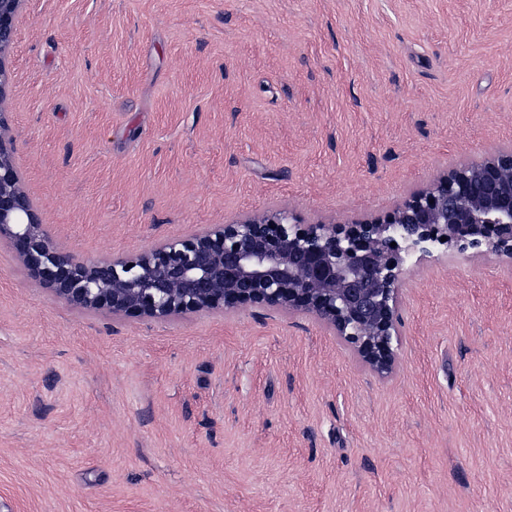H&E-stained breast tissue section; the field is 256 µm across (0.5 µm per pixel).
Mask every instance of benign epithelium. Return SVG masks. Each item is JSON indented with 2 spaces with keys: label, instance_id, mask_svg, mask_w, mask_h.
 <instances>
[{
  "label": "benign epithelium",
  "instance_id": "benign-epithelium-1",
  "mask_svg": "<svg viewBox=\"0 0 512 512\" xmlns=\"http://www.w3.org/2000/svg\"><path fill=\"white\" fill-rule=\"evenodd\" d=\"M25 0H0V107ZM512 258V149L454 167L388 216L297 227L285 211L216 224L125 258L77 261L47 240L0 117V239L62 301L120 318L168 320L199 311L274 307L316 317L372 373L390 375L400 341L401 250L441 240Z\"/></svg>",
  "mask_w": 512,
  "mask_h": 512
}]
</instances>
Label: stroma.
I'll return each instance as SVG.
<instances>
[{
    "instance_id": "35a3bbf8",
    "label": "stroma",
    "mask_w": 512,
    "mask_h": 512,
    "mask_svg": "<svg viewBox=\"0 0 512 512\" xmlns=\"http://www.w3.org/2000/svg\"><path fill=\"white\" fill-rule=\"evenodd\" d=\"M5 118L50 244L383 218L512 148V0H26ZM387 378L309 314L83 312L0 243V512H512V259L407 257Z\"/></svg>"
}]
</instances>
